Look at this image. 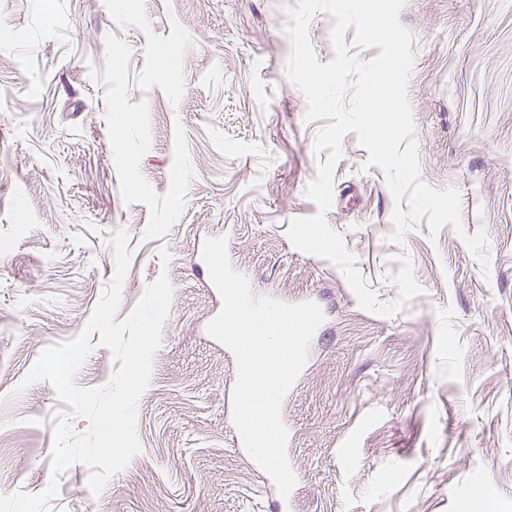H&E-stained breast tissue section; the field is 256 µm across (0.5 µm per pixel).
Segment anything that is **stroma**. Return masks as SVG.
<instances>
[{
	"instance_id": "obj_1",
	"label": "stroma",
	"mask_w": 512,
	"mask_h": 512,
	"mask_svg": "<svg viewBox=\"0 0 512 512\" xmlns=\"http://www.w3.org/2000/svg\"><path fill=\"white\" fill-rule=\"evenodd\" d=\"M295 2L0 0V495L49 483L63 404L24 379L85 327L122 230L117 320L160 275L172 286L142 450L96 496L70 466L49 512H268L277 487L236 446L235 357L207 332L222 298L197 266L218 237L254 295L324 309L283 401L294 512H512V0H405L399 16L421 177L458 190L488 269L448 225L392 245L386 175L342 140L326 220L379 301L409 256L424 293L394 317L288 237L328 159L286 72ZM117 368L94 346L75 383Z\"/></svg>"
}]
</instances>
